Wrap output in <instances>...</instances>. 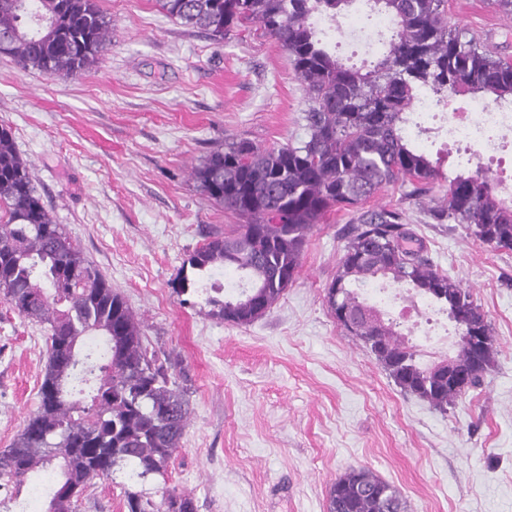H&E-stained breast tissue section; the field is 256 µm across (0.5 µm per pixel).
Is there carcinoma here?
<instances>
[{
    "instance_id": "1",
    "label": "carcinoma",
    "mask_w": 512,
    "mask_h": 512,
    "mask_svg": "<svg viewBox=\"0 0 512 512\" xmlns=\"http://www.w3.org/2000/svg\"><path fill=\"white\" fill-rule=\"evenodd\" d=\"M182 25L214 38L257 24L291 59L307 95V136L261 148L224 144L194 172L208 198L242 223L184 262L179 295L201 293L215 315L248 325L264 316L298 274L315 225L337 207L355 206L386 186L423 196L445 182L434 218L460 224L494 251H512V196L480 170L448 177L409 134L419 96L440 106L470 94L491 105L512 102V63L448 25L444 0H371L392 23L386 50L368 69L344 64L315 19L338 22L354 0H158ZM109 44V23L94 0H0V55L46 75L92 66ZM239 274L247 287L225 292L215 270ZM382 280L448 314L458 336L452 363L424 364L394 319L358 287ZM0 295L21 317L43 327L46 362L39 403L9 447L0 450V489L57 472L43 512H75L97 479L127 471L128 512H197L176 489L160 500L135 489L165 476L189 418L186 391L145 343L120 293L54 223L18 153L0 128ZM325 300L334 318L347 311L356 337L405 395L445 414L495 362L493 327L471 289L433 264L425 246L381 208L348 228ZM468 326L483 339H463ZM327 512H407L397 487L371 469L336 478Z\"/></svg>"
}]
</instances>
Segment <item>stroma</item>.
Masks as SVG:
<instances>
[{
    "instance_id": "stroma-1",
    "label": "stroma",
    "mask_w": 512,
    "mask_h": 512,
    "mask_svg": "<svg viewBox=\"0 0 512 512\" xmlns=\"http://www.w3.org/2000/svg\"><path fill=\"white\" fill-rule=\"evenodd\" d=\"M111 48L91 68L49 76L0 55V125L55 223L126 299L150 346L178 358L190 422L166 477L198 512H327L352 467L396 486L408 512H512V251L439 223L428 198L391 185L328 214L295 282L247 326L217 318L173 282L190 254L236 224L194 171L224 143L268 148L306 136L304 87L258 26L215 39L166 16L157 0H95ZM448 20L512 60V15L490 0H447ZM354 0L326 38L337 56L373 60L349 27L376 30ZM400 211L441 270L470 286L493 324L494 366L447 413L401 393L336 322L325 294L343 230L364 212ZM45 331L0 299V449L37 406Z\"/></svg>"
}]
</instances>
